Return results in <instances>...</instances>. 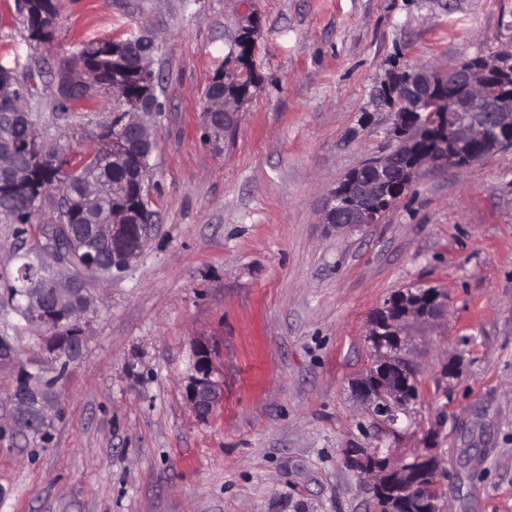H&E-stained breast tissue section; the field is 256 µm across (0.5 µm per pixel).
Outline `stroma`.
Masks as SVG:
<instances>
[{
	"instance_id": "1",
	"label": "stroma",
	"mask_w": 512,
	"mask_h": 512,
	"mask_svg": "<svg viewBox=\"0 0 512 512\" xmlns=\"http://www.w3.org/2000/svg\"><path fill=\"white\" fill-rule=\"evenodd\" d=\"M256 22L255 83L235 132L203 142V90ZM153 38L165 110L140 259L95 288L84 358L57 391L49 442L8 421L0 365V512H379L356 448L429 449L443 512H512V150L422 177L381 223L320 222L325 197L387 146L376 93L394 67L512 49V0H62L50 41L0 0V63L58 72L81 42ZM30 102L42 140L75 157L102 112ZM436 287L447 314L414 325L421 402L398 436L353 383L374 360V313ZM21 359L43 329L0 301ZM206 344L223 397L186 387Z\"/></svg>"
}]
</instances>
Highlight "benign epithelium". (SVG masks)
Returning <instances> with one entry per match:
<instances>
[{
    "label": "benign epithelium",
    "mask_w": 512,
    "mask_h": 512,
    "mask_svg": "<svg viewBox=\"0 0 512 512\" xmlns=\"http://www.w3.org/2000/svg\"><path fill=\"white\" fill-rule=\"evenodd\" d=\"M455 75L464 93L437 96L435 76L444 73ZM226 75L209 81L205 90L206 112L203 113L202 130L207 141L221 144L236 125V111L228 105L225 85ZM395 105L391 112L388 130L389 148L386 152L363 161L347 174L346 183L338 185L326 197L321 223L336 229H355L366 224H378L386 210L378 202L386 200L394 206L406 196L414 183L425 173L448 169L462 170L506 149H512V51L492 52L484 57L479 68H469L463 63H450L442 71L416 67L412 77L395 88ZM117 123L107 119L100 127V134L112 143V169L127 167L129 143L124 137L127 129L138 134V169L136 172L135 204L106 219L90 224L93 235L112 242V258L123 268L138 261L151 240L156 212L151 208L152 196L148 183L149 158L153 149L152 129L158 114L143 110V103L129 104L127 111L117 114ZM447 126L449 149L438 157H430L393 175L392 164L405 154L412 143L407 130L419 125L431 128L439 123ZM95 188L84 186L79 198L82 217L92 218L96 210L93 198ZM55 232L43 241L39 261L52 270L56 288L52 296V309H47L40 294L30 292L22 309L27 319L56 338L66 334L71 326L87 323L94 311L92 294L87 292L80 279L73 276L65 251L56 243L58 232L73 240L76 237L68 224L54 225ZM448 312V298L434 295L425 306L408 309L397 327L391 328L392 339L404 335L408 320L427 323L441 318ZM0 363L18 365V376L10 397V417L18 432L27 434L40 421L55 415L58 410L56 390L46 386V380L59 363L58 351L50 350L45 357L18 361V353L0 358ZM195 374L188 384V399L202 418L209 416L221 398L222 389L212 379V358L205 346L197 348L194 362ZM368 380L356 383V388L369 406L374 420L391 433L398 432L400 416L407 414L404 386L386 372L385 368L371 366ZM434 455L416 452L412 461L398 458L372 448L357 460V469L370 481L374 491L384 484H392L399 492L387 505L390 512L407 508L408 502L420 507V512H440L439 497L434 487L440 476L439 462H431Z\"/></svg>",
    "instance_id": "1"
}]
</instances>
